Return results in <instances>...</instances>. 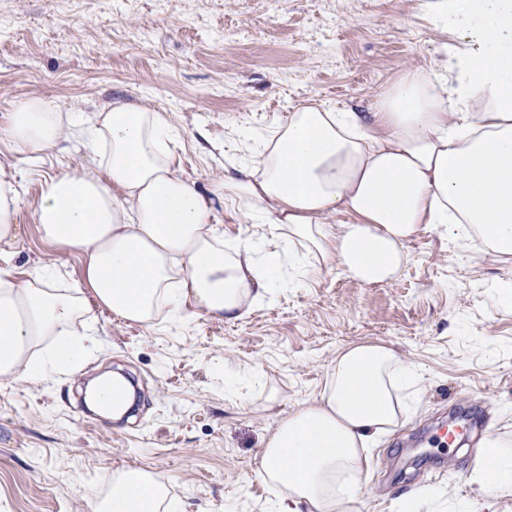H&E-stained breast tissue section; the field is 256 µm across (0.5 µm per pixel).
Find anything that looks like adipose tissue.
I'll list each match as a JSON object with an SVG mask.
<instances>
[{
  "label": "adipose tissue",
  "mask_w": 512,
  "mask_h": 512,
  "mask_svg": "<svg viewBox=\"0 0 512 512\" xmlns=\"http://www.w3.org/2000/svg\"><path fill=\"white\" fill-rule=\"evenodd\" d=\"M439 11L457 37L443 73L407 72L372 112L293 108L241 176L205 192L175 171L178 131L162 113L130 103L98 113L86 138L100 173L55 175L34 209L47 241L82 251V284L59 287L46 266L17 280L0 266V381L79 368L90 297L147 327L161 312L191 308L237 319L333 266L365 284L392 281L409 260L406 243L427 224L511 258L512 0H441ZM77 124L31 96L14 102L5 137L39 154ZM214 196L274 231V246L225 245L212 224ZM336 214L353 221L330 223ZM422 381L392 347L341 350L321 394L282 417L265 442L261 474L280 491L274 512H356L369 440L410 414L404 392ZM503 445L482 441L463 512L489 494L512 499ZM164 488L150 472L128 471L107 499L90 491L85 501L88 512H160Z\"/></svg>",
  "instance_id": "adipose-tissue-1"
}]
</instances>
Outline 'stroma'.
<instances>
[{"mask_svg":"<svg viewBox=\"0 0 512 512\" xmlns=\"http://www.w3.org/2000/svg\"><path fill=\"white\" fill-rule=\"evenodd\" d=\"M435 2L0 0V130L33 94L86 120L116 102L162 110L179 131L176 172L205 190L223 181L225 158L248 157L246 135L299 105L370 112L407 71L442 72L451 36ZM0 166L20 191L13 277L48 264L80 286L81 252L59 253L33 205L52 174L96 170L82 132L37 159L0 137ZM407 251L393 281L334 268L235 320L197 312L146 328L95 310L77 370L0 382V512H87L84 490L108 494L126 469L162 478L181 512H272L264 442L354 343L393 347L424 376L412 415L371 451L357 512H398L422 487L467 496L474 454L435 444L432 429L467 418L471 442L512 441V300H491L494 284L512 283V259L431 226ZM117 367L139 381L137 418L81 416L84 382Z\"/></svg>","mask_w":512,"mask_h":512,"instance_id":"stroma-1","label":"stroma"}]
</instances>
